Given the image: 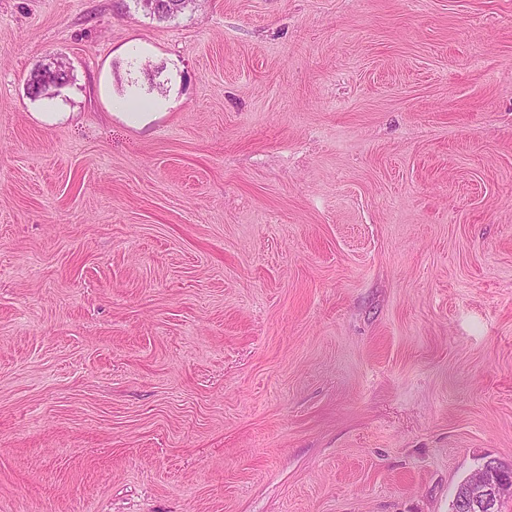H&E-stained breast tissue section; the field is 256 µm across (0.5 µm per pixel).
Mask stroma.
<instances>
[{"instance_id": "stroma-1", "label": "stroma", "mask_w": 512, "mask_h": 512, "mask_svg": "<svg viewBox=\"0 0 512 512\" xmlns=\"http://www.w3.org/2000/svg\"><path fill=\"white\" fill-rule=\"evenodd\" d=\"M491 458L512 0H0V512H451ZM160 5L150 15L159 20H167L185 14L186 11L195 7L194 0H161ZM46 63L39 65L38 70V90L40 96H54L61 93L64 84L60 83L58 78L61 72L67 71L66 65L57 58H50ZM68 72V71H67Z\"/></svg>"}]
</instances>
